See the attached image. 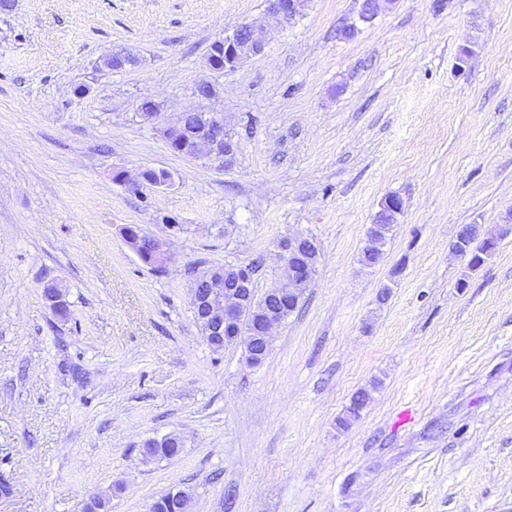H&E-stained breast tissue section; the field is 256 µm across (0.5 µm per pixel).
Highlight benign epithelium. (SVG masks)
<instances>
[{"mask_svg":"<svg viewBox=\"0 0 512 512\" xmlns=\"http://www.w3.org/2000/svg\"><path fill=\"white\" fill-rule=\"evenodd\" d=\"M308 0H271L270 12L284 23L292 22L301 15ZM224 45V68L232 69L243 57L257 56L266 47L263 27L253 23L241 25L231 36L218 39ZM199 126L189 127L177 118L163 130V135L169 146H177L175 153L195 158L197 154L191 148L193 141L200 142L210 154L224 159V165L229 166L234 161L238 148L235 137L226 129L224 116L218 112H203L199 114ZM317 246L314 239L307 236L288 238L280 243L282 259L286 268V276L301 281L313 280L310 266L297 262V256L308 248ZM253 278L248 268L241 267L230 285L224 284V271L212 275L209 288L192 289V308L194 315L207 325L208 332L204 341L208 346H223L240 341L253 350L249 359L252 365L263 362L260 344H268L271 339V329L281 322V311L267 309L255 314L256 323L253 335L242 338L238 326L242 317L250 311L251 288Z\"/></svg>","mask_w":512,"mask_h":512,"instance_id":"obj_1","label":"benign epithelium"}]
</instances>
